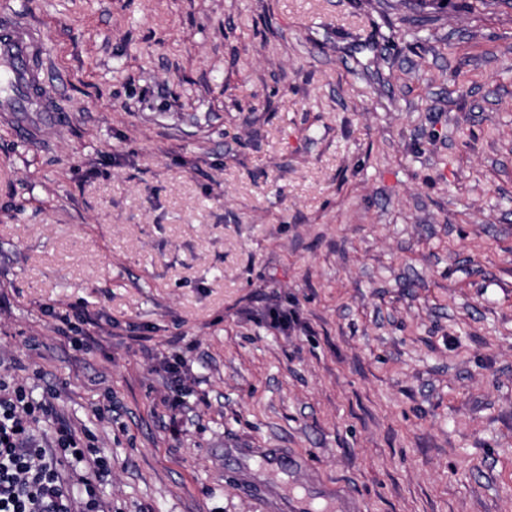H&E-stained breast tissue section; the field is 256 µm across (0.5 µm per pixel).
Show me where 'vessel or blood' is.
<instances>
[{"instance_id":"1","label":"vessel or blood","mask_w":512,"mask_h":512,"mask_svg":"<svg viewBox=\"0 0 512 512\" xmlns=\"http://www.w3.org/2000/svg\"><path fill=\"white\" fill-rule=\"evenodd\" d=\"M44 35L39 27L16 16L13 10L0 11V70L7 72L16 92L0 100L1 112H49L46 89ZM242 456L255 457L262 470L273 473L306 470L304 459H285L272 448H245ZM324 512H362L359 501L342 485L326 488Z\"/></svg>"}]
</instances>
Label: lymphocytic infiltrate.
<instances>
[{
    "instance_id": "1",
    "label": "lymphocytic infiltrate",
    "mask_w": 512,
    "mask_h": 512,
    "mask_svg": "<svg viewBox=\"0 0 512 512\" xmlns=\"http://www.w3.org/2000/svg\"><path fill=\"white\" fill-rule=\"evenodd\" d=\"M110 471L51 400L0 382V512H112L96 493Z\"/></svg>"
}]
</instances>
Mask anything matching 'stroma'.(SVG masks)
I'll list each match as a JSON object with an SVG mask.
<instances>
[{
  "instance_id": "obj_1",
  "label": "stroma",
  "mask_w": 512,
  "mask_h": 512,
  "mask_svg": "<svg viewBox=\"0 0 512 512\" xmlns=\"http://www.w3.org/2000/svg\"><path fill=\"white\" fill-rule=\"evenodd\" d=\"M471 3L10 0L58 111L0 112V380L56 391L112 512H272L241 448L512 512V7Z\"/></svg>"
}]
</instances>
